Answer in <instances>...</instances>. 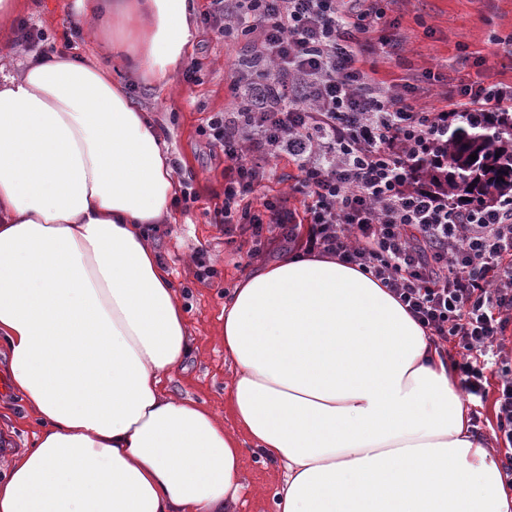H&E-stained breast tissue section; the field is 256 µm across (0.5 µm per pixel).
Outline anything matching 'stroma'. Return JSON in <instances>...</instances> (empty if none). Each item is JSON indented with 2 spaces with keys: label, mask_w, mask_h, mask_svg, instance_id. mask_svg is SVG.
Instances as JSON below:
<instances>
[{
  "label": "stroma",
  "mask_w": 512,
  "mask_h": 512,
  "mask_svg": "<svg viewBox=\"0 0 512 512\" xmlns=\"http://www.w3.org/2000/svg\"><path fill=\"white\" fill-rule=\"evenodd\" d=\"M24 2L9 29L17 30L24 21L44 32L39 52L103 56L101 43L71 28L79 18L76 0ZM384 8L386 21L395 22L397 33L404 36L406 51L398 58L378 56V79L390 82L410 73L420 85H434L442 93L475 81L512 83V55L501 46L512 39V0H386ZM242 50V44H224L201 29L190 51L202 68L200 82L186 81L179 74L167 88L154 87L143 76L131 84L134 102L151 112L166 132L180 191L195 196L194 202L179 209L176 223L160 225L154 237L187 313L192 338L188 357L168 373L163 386L172 397L211 409L233 433L240 427L230 398L235 368L224 352V302L252 267L242 263L235 246L224 242V226L215 218L224 203V156L199 129L214 113L233 108L228 85ZM480 56L487 58V65L477 64ZM202 249L219 277L197 278L196 256ZM6 366L7 355L0 348V481L8 474L10 459L29 447L39 430L33 411L14 396ZM284 478L281 464L244 450L235 512H274V492Z\"/></svg>",
  "instance_id": "stroma-1"
}]
</instances>
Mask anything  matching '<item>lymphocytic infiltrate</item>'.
<instances>
[{"mask_svg": "<svg viewBox=\"0 0 512 512\" xmlns=\"http://www.w3.org/2000/svg\"><path fill=\"white\" fill-rule=\"evenodd\" d=\"M384 16L380 0H210L201 25L248 46L229 85L246 110L200 129L224 154V234L246 238L250 260L283 250L370 273L436 350H457L464 392L495 390L493 437L511 448L512 198L451 203L422 166H447L453 118L512 114V84H463L427 105L412 78L379 81L369 56ZM284 156L297 209L267 189Z\"/></svg>", "mask_w": 512, "mask_h": 512, "instance_id": "f902f5d3", "label": "lymphocytic infiltrate"}]
</instances>
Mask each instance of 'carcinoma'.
Returning a JSON list of instances; mask_svg holds the SVG:
<instances>
[{
	"instance_id": "cac0c4a2",
	"label": "carcinoma",
	"mask_w": 512,
	"mask_h": 512,
	"mask_svg": "<svg viewBox=\"0 0 512 512\" xmlns=\"http://www.w3.org/2000/svg\"><path fill=\"white\" fill-rule=\"evenodd\" d=\"M448 172L424 170L448 199L484 203L494 196H512V119H492L484 127L465 120L448 140ZM476 155L477 160L470 159Z\"/></svg>"
}]
</instances>
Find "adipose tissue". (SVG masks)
Instances as JSON below:
<instances>
[{"instance_id": "obj_1", "label": "adipose tissue", "mask_w": 512, "mask_h": 512, "mask_svg": "<svg viewBox=\"0 0 512 512\" xmlns=\"http://www.w3.org/2000/svg\"><path fill=\"white\" fill-rule=\"evenodd\" d=\"M131 75L169 85L194 0H77ZM173 157L111 64L53 54L0 77V344L40 430L0 512H232L243 443L284 461L276 512H512L447 363L357 267L290 255L224 305L244 438L169 397L188 319L148 242Z\"/></svg>"}]
</instances>
